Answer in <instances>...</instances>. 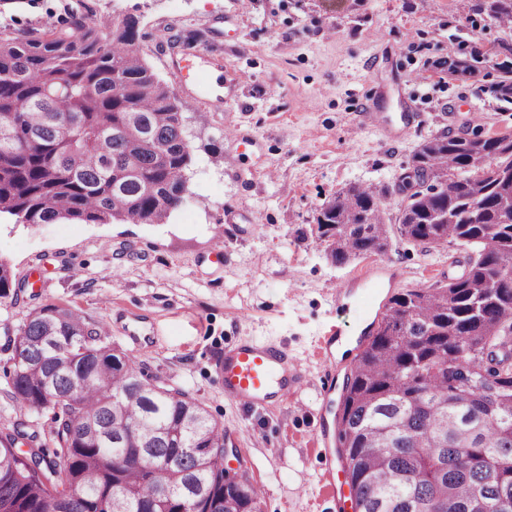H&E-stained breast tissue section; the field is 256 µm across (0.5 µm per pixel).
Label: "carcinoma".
Here are the masks:
<instances>
[{
	"label": "carcinoma",
	"mask_w": 512,
	"mask_h": 512,
	"mask_svg": "<svg viewBox=\"0 0 512 512\" xmlns=\"http://www.w3.org/2000/svg\"><path fill=\"white\" fill-rule=\"evenodd\" d=\"M512 26V0L482 5ZM138 22L19 39L0 31V218L16 224H161L181 204L191 154L179 108L137 53ZM512 104V70L493 86ZM398 217L414 241L478 247L458 278L392 296L343 384L337 441L354 512H512V135L442 132ZM342 263L388 246L380 194L353 185L318 217ZM0 261V298L18 296ZM100 328L55 305L16 331L12 397L52 413L49 456L19 419L0 432V512H262L224 467V429L155 433L195 400L150 389ZM87 383L64 399L73 381ZM116 417L141 428L116 437ZM191 448L208 449L197 468ZM165 462L158 477L152 466Z\"/></svg>",
	"instance_id": "carcinoma-1"
}]
</instances>
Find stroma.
I'll list each match as a JSON object with an SVG mask.
<instances>
[{
	"instance_id": "stroma-1",
	"label": "stroma",
	"mask_w": 512,
	"mask_h": 512,
	"mask_svg": "<svg viewBox=\"0 0 512 512\" xmlns=\"http://www.w3.org/2000/svg\"><path fill=\"white\" fill-rule=\"evenodd\" d=\"M482 0H0L16 30L64 28L72 12L109 23L138 20L141 60L174 96L191 144L182 204L162 224L0 223V260L25 288L0 299V428L26 415L52 448L50 413L13 400L10 333L45 305L98 323L117 352L123 328L149 313L138 359L167 388L188 393L224 430L238 477L260 487L263 512H338L322 491V454L336 432L341 385L354 351L336 361V389L322 397L318 335L359 334L376 321L364 294L448 283L464 268L455 244L418 243L390 227V246L336 263L317 230L322 207L350 186L393 187L419 145L441 132L512 134V105L492 91L512 65V29ZM193 57L217 74L210 94L181 71ZM465 63L448 70L449 59ZM416 128L396 136L361 124L366 105ZM238 129L241 138L227 137ZM385 262L394 282L367 273ZM79 276H72V268ZM346 287L337 303V287ZM283 343L309 382L287 403L247 411L224 396L225 348L244 338Z\"/></svg>"
}]
</instances>
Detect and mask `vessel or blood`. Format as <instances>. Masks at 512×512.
<instances>
[{"label": "vessel or blood", "instance_id": "vessel-or-blood-1", "mask_svg": "<svg viewBox=\"0 0 512 512\" xmlns=\"http://www.w3.org/2000/svg\"><path fill=\"white\" fill-rule=\"evenodd\" d=\"M341 335V329L333 326L323 331L318 342L324 363L321 392L325 395L334 388L336 368L332 348ZM223 379L225 397L254 410L274 402H286L302 386L306 373L283 345L247 340L225 350Z\"/></svg>", "mask_w": 512, "mask_h": 512}]
</instances>
